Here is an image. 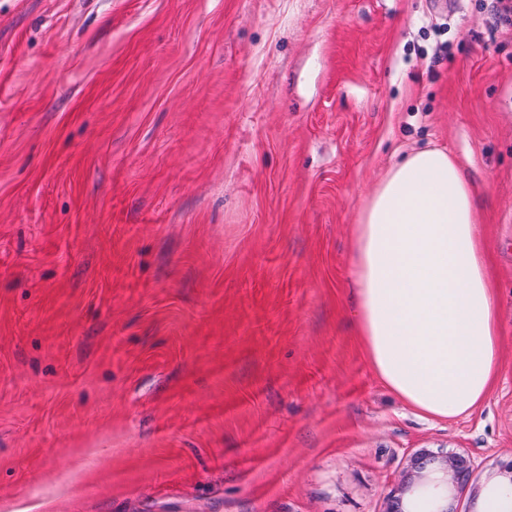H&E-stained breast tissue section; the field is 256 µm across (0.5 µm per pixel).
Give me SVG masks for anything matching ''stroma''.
I'll list each match as a JSON object with an SVG mask.
<instances>
[{
    "label": "stroma",
    "instance_id": "35a3bbf8",
    "mask_svg": "<svg viewBox=\"0 0 512 512\" xmlns=\"http://www.w3.org/2000/svg\"><path fill=\"white\" fill-rule=\"evenodd\" d=\"M497 0H0V512H384L419 449L512 479V21ZM437 146L500 362L425 420L352 328L359 209Z\"/></svg>",
    "mask_w": 512,
    "mask_h": 512
}]
</instances>
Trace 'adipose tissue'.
<instances>
[{"label":"adipose tissue","instance_id":"adipose-tissue-1","mask_svg":"<svg viewBox=\"0 0 512 512\" xmlns=\"http://www.w3.org/2000/svg\"><path fill=\"white\" fill-rule=\"evenodd\" d=\"M476 196L447 151L393 164L353 228L354 329L378 378L420 416L474 412L499 367Z\"/></svg>","mask_w":512,"mask_h":512}]
</instances>
